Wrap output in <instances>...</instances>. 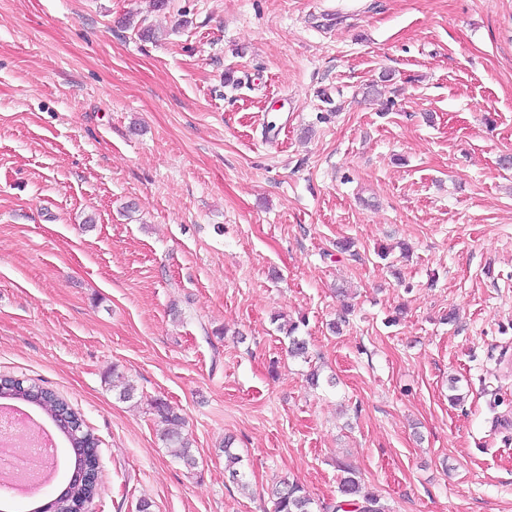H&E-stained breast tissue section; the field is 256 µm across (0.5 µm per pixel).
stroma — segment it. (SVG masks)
I'll list each match as a JSON object with an SVG mask.
<instances>
[{
    "instance_id": "stroma-1",
    "label": "stroma",
    "mask_w": 512,
    "mask_h": 512,
    "mask_svg": "<svg viewBox=\"0 0 512 512\" xmlns=\"http://www.w3.org/2000/svg\"><path fill=\"white\" fill-rule=\"evenodd\" d=\"M510 152L512 0H0V376L82 414L89 512L321 508L346 467L512 512ZM151 407L167 426L162 436L163 440L178 448L175 451V458L183 463L187 469L195 468L197 462L195 455L192 453L190 440L183 436L182 432L184 418L172 406L162 400L155 399ZM274 512H312V502L297 483L283 482L273 491Z\"/></svg>"
}]
</instances>
